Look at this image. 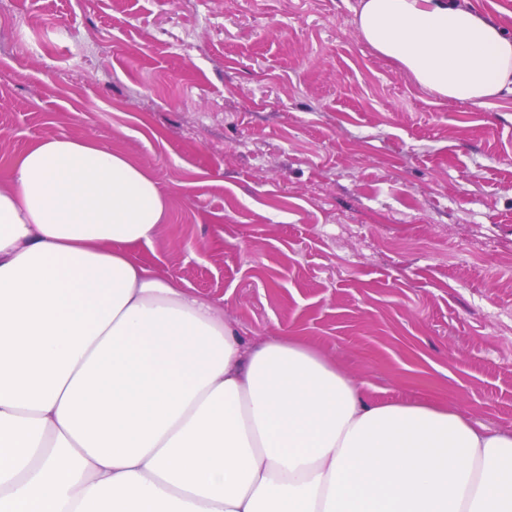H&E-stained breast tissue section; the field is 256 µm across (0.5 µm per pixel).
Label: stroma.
<instances>
[{
  "label": "stroma",
  "instance_id": "obj_1",
  "mask_svg": "<svg viewBox=\"0 0 512 512\" xmlns=\"http://www.w3.org/2000/svg\"><path fill=\"white\" fill-rule=\"evenodd\" d=\"M359 0H6L0 158L88 137L155 176L135 258L377 402L512 432V95L448 101Z\"/></svg>",
  "mask_w": 512,
  "mask_h": 512
}]
</instances>
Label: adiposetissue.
<instances>
[{
    "label": "adipose tissue",
    "instance_id": "ef3b65f1",
    "mask_svg": "<svg viewBox=\"0 0 512 512\" xmlns=\"http://www.w3.org/2000/svg\"><path fill=\"white\" fill-rule=\"evenodd\" d=\"M356 24L448 100L512 95V36L471 0H360ZM9 167L0 512H512V433L371 401L135 260L167 216L146 168L56 136Z\"/></svg>",
    "mask_w": 512,
    "mask_h": 512
}]
</instances>
